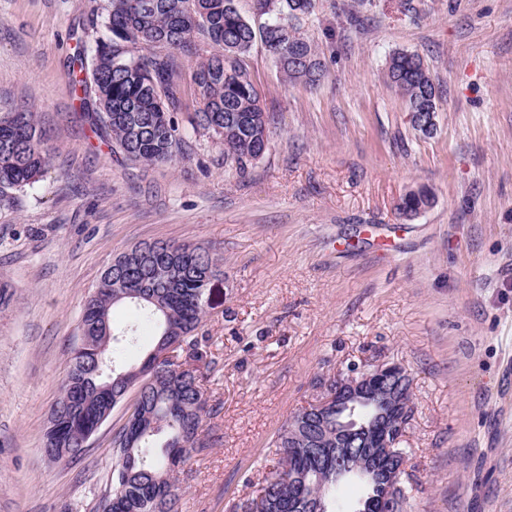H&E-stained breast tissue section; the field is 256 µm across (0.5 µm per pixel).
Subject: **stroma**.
<instances>
[{
	"label": "stroma",
	"mask_w": 512,
	"mask_h": 512,
	"mask_svg": "<svg viewBox=\"0 0 512 512\" xmlns=\"http://www.w3.org/2000/svg\"><path fill=\"white\" fill-rule=\"evenodd\" d=\"M106 0H0V114L27 104L49 135L34 186L0 198V512H96L122 409L75 461L41 452L83 305L113 259L156 240L224 260L201 329L205 446L178 473L180 512H242L277 462L270 442L350 366L411 375L406 512H512V0H319L304 24L325 75L288 84L246 58L274 117L240 175L192 122L176 164L112 157L72 83ZM418 54L440 95L414 131L387 77ZM434 195L407 216L411 190Z\"/></svg>",
	"instance_id": "stroma-1"
}]
</instances>
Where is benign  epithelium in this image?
Returning a JSON list of instances; mask_svg holds the SVG:
<instances>
[{
  "label": "benign epithelium",
  "instance_id": "benign-epithelium-1",
  "mask_svg": "<svg viewBox=\"0 0 512 512\" xmlns=\"http://www.w3.org/2000/svg\"><path fill=\"white\" fill-rule=\"evenodd\" d=\"M410 385L406 369L396 363L378 364L371 368H353L333 380V387L326 390L304 411L312 414L314 423L325 422L333 413L350 415L348 436L336 449V478H341L346 468L361 479L370 481L376 472L383 470L389 475L383 493L365 496L354 507V512H400L401 499L398 480L405 471V457L398 455L397 447L402 435L396 433L389 415L411 413V401L397 398L392 387ZM374 403L381 407L370 425L359 424L363 406Z\"/></svg>",
  "mask_w": 512,
  "mask_h": 512
}]
</instances>
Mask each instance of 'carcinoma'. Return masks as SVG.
<instances>
[{"mask_svg": "<svg viewBox=\"0 0 512 512\" xmlns=\"http://www.w3.org/2000/svg\"><path fill=\"white\" fill-rule=\"evenodd\" d=\"M317 0H256L265 18L254 27L238 11L237 0H107L104 32L89 49L80 47L75 90L81 104L92 98V131L115 146L125 159L144 165L168 164L179 152V128L172 112L178 98L174 78L183 57L196 58L195 98L202 103L199 125L224 142V164L245 173L267 150L270 119L247 69L246 57L261 38L284 80L314 85L323 73L317 46L301 31ZM388 77L405 100L411 126L417 113H437L439 94L431 73L416 53H393ZM49 161L35 113L20 109L0 116V191L23 189L39 181ZM426 189L405 194L399 210L418 212L432 202ZM158 257L148 244L119 254L89 295L81 317L83 349H74L62 392L55 403L43 447L68 449L77 459L86 437L102 427L113 410L134 397L123 424L112 436L111 488L98 508L111 512H179L176 474L191 454L206 444L199 430L207 401L203 375L195 363L210 356L208 337L199 335L207 314L209 281L224 275V263L202 246L166 242ZM118 306L131 309L124 327L112 323ZM157 329L178 364L153 348L140 367H129L123 351L137 341L141 324ZM104 357L107 375H96L95 351ZM324 434L306 430L302 416L286 421L273 445L281 456L259 490L260 512H308L288 500V452L315 441L336 448V423ZM311 485H328L324 512H351L336 495L348 477L318 469L308 457L294 459Z\"/></svg>", "mask_w": 512, "mask_h": 512, "instance_id": "obj_1", "label": "carcinoma"}]
</instances>
